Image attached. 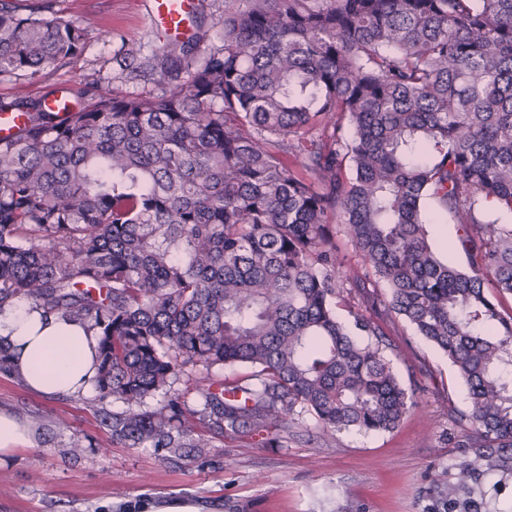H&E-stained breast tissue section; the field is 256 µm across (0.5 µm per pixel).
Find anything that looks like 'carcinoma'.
Listing matches in <instances>:
<instances>
[{"instance_id": "obj_1", "label": "carcinoma", "mask_w": 512, "mask_h": 512, "mask_svg": "<svg viewBox=\"0 0 512 512\" xmlns=\"http://www.w3.org/2000/svg\"><path fill=\"white\" fill-rule=\"evenodd\" d=\"M212 24L224 43L202 59L168 43L156 96L0 102L25 118L0 139V312L24 300L93 329L97 389L126 405L104 417L112 443L178 458L210 447L191 419L261 445L305 415L327 435L395 429L417 406L382 348L403 318L467 389L458 512L485 476L512 478V224L483 208L512 214V0H224ZM86 34L0 0V73L72 58ZM430 199L467 267L435 252ZM346 288L370 309L351 328ZM231 365L250 372L215 377ZM199 368L197 408L174 383Z\"/></svg>"}]
</instances>
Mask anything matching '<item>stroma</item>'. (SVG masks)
<instances>
[{
    "label": "stroma",
    "instance_id": "35a3bbf8",
    "mask_svg": "<svg viewBox=\"0 0 512 512\" xmlns=\"http://www.w3.org/2000/svg\"><path fill=\"white\" fill-rule=\"evenodd\" d=\"M148 0H17L22 13L91 21L77 56L31 73H0V100L33 101L49 93L73 96L85 84L109 96L160 93L149 62L168 39L150 22ZM224 0H198L191 25L197 57L223 43L211 18ZM141 46L140 67L126 66L122 46ZM385 354L418 401L390 432L323 436L303 418L279 446H243L211 436L209 448L179 463L149 447L107 446L101 412L123 403L92 390L42 396L18 376L0 374V411L27 421L39 444L0 458V512H444L448 481L461 459L449 444L457 427L451 409L468 407L467 391L447 357L403 319L384 327ZM80 451H72V443Z\"/></svg>",
    "mask_w": 512,
    "mask_h": 512
}]
</instances>
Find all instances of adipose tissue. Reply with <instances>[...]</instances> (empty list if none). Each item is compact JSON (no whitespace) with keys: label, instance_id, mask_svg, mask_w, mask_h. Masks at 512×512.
Instances as JSON below:
<instances>
[{"label":"adipose tissue","instance_id":"obj_1","mask_svg":"<svg viewBox=\"0 0 512 512\" xmlns=\"http://www.w3.org/2000/svg\"><path fill=\"white\" fill-rule=\"evenodd\" d=\"M0 339L16 374L45 396L88 391L96 375L99 338L86 325L46 315L19 302L0 312Z\"/></svg>","mask_w":512,"mask_h":512}]
</instances>
